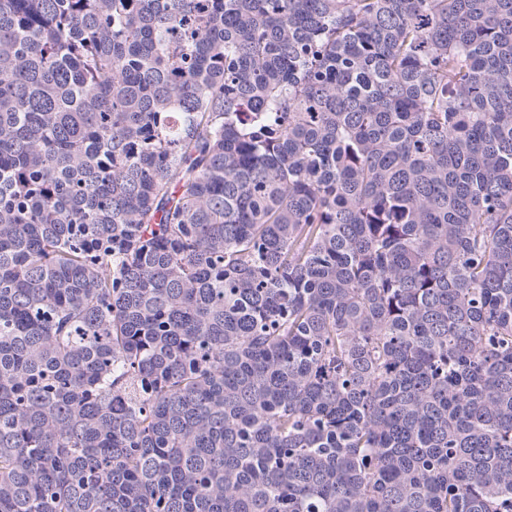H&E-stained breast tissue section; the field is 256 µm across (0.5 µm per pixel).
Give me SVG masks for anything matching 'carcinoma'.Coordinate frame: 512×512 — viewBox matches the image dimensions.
Here are the masks:
<instances>
[{
  "instance_id": "1",
  "label": "carcinoma",
  "mask_w": 512,
  "mask_h": 512,
  "mask_svg": "<svg viewBox=\"0 0 512 512\" xmlns=\"http://www.w3.org/2000/svg\"><path fill=\"white\" fill-rule=\"evenodd\" d=\"M0 512H512V0H0Z\"/></svg>"
}]
</instances>
